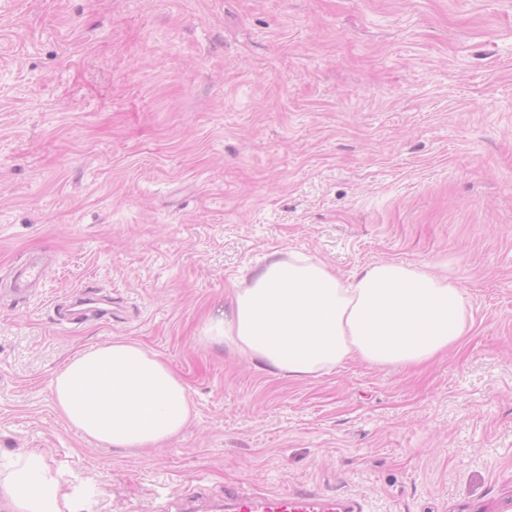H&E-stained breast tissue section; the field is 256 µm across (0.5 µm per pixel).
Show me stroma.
Here are the masks:
<instances>
[{
  "label": "stroma",
  "mask_w": 512,
  "mask_h": 512,
  "mask_svg": "<svg viewBox=\"0 0 512 512\" xmlns=\"http://www.w3.org/2000/svg\"><path fill=\"white\" fill-rule=\"evenodd\" d=\"M273 252L428 265L472 331L419 371L276 377L204 340ZM88 287L117 319L60 325ZM117 339L190 388L162 447L55 409L56 372ZM31 452L77 512L228 489L512 512V0H0V456ZM43 273V267L35 262H28L16 274L14 288H12V300L19 303L26 298L28 287L34 281H38Z\"/></svg>",
  "instance_id": "1"
}]
</instances>
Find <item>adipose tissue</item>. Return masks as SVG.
Instances as JSON below:
<instances>
[{"label":"adipose tissue","mask_w":512,"mask_h":512,"mask_svg":"<svg viewBox=\"0 0 512 512\" xmlns=\"http://www.w3.org/2000/svg\"><path fill=\"white\" fill-rule=\"evenodd\" d=\"M471 331L462 289L428 266L380 261L342 279L320 260L269 255L245 288L230 291L210 342L292 381L358 360L412 369L460 344ZM56 408L83 436L111 448H157L194 415L185 382L134 341L77 352L56 373ZM0 512H74L60 475L36 455L0 471Z\"/></svg>","instance_id":"ef3b65f1"}]
</instances>
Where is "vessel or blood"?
<instances>
[{
  "instance_id": "1",
  "label": "vessel or blood",
  "mask_w": 512,
  "mask_h": 512,
  "mask_svg": "<svg viewBox=\"0 0 512 512\" xmlns=\"http://www.w3.org/2000/svg\"><path fill=\"white\" fill-rule=\"evenodd\" d=\"M43 269L28 262L16 274L13 301L25 299L30 284L41 278ZM112 315L102 305L95 290H85L66 315L69 324L80 325L89 320L106 321ZM154 512H368L365 501L354 495L325 494L313 490H283L275 493L257 491H225L223 498L199 505L195 496L174 497L160 503Z\"/></svg>"
}]
</instances>
